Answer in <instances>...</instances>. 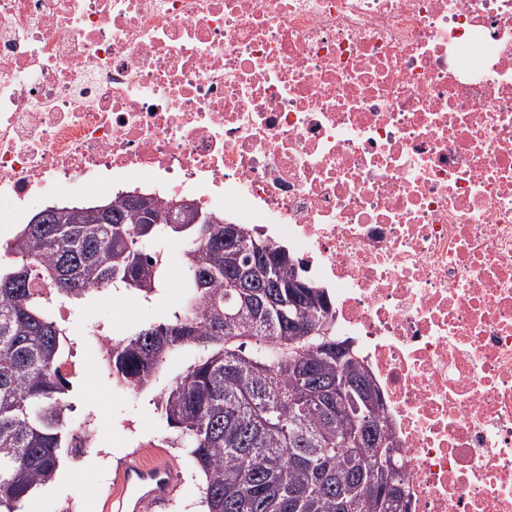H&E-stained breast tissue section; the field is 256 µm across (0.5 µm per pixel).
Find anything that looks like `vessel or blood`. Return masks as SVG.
Segmentation results:
<instances>
[{
    "label": "vessel or blood",
    "mask_w": 512,
    "mask_h": 512,
    "mask_svg": "<svg viewBox=\"0 0 512 512\" xmlns=\"http://www.w3.org/2000/svg\"><path fill=\"white\" fill-rule=\"evenodd\" d=\"M182 483L181 473L164 459L130 455L120 474V492L106 501V512H164Z\"/></svg>",
    "instance_id": "vessel-or-blood-1"
}]
</instances>
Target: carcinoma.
<instances>
[{"label":"carcinoma","mask_w":512,"mask_h":512,"mask_svg":"<svg viewBox=\"0 0 512 512\" xmlns=\"http://www.w3.org/2000/svg\"><path fill=\"white\" fill-rule=\"evenodd\" d=\"M122 194L102 205L111 223H93L96 206H56L61 224H23L0 262V512H25L33 491L51 483L63 453L89 447V429L68 428L66 381L55 372L69 352L68 332L35 296L32 282L78 304L110 288L158 293L163 253L147 244L184 245L180 307L158 325L131 330L108 352L112 377L138 392L175 356L189 364L160 389L157 405L177 442L203 475L207 512H409L384 491L407 485L395 432L379 400L354 420L336 411V317L325 289L301 311L318 332L298 334L280 300L287 288H232L224 271V214L207 224H147ZM238 262L253 261L262 239L241 225ZM279 279L304 281L288 251L270 241ZM348 377L379 391L358 355ZM388 430L377 446L369 428ZM372 481L383 492L368 497Z\"/></svg>","instance_id":"obj_1"}]
</instances>
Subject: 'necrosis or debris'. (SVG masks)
<instances>
[{
	"label": "necrosis or debris",
	"instance_id": "obj_1",
	"mask_svg": "<svg viewBox=\"0 0 512 512\" xmlns=\"http://www.w3.org/2000/svg\"><path fill=\"white\" fill-rule=\"evenodd\" d=\"M154 185L326 289L411 512H512V0H0V226Z\"/></svg>",
	"mask_w": 512,
	"mask_h": 512
}]
</instances>
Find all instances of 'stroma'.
<instances>
[{"mask_svg": "<svg viewBox=\"0 0 512 512\" xmlns=\"http://www.w3.org/2000/svg\"><path fill=\"white\" fill-rule=\"evenodd\" d=\"M184 262L182 250L173 251L167 261V283L154 296L129 291L110 298L97 294L70 306L64 325L76 353L77 371L68 378L67 399L73 410L67 422L75 429L91 424L93 442L84 454L65 457L55 480L34 495L33 512H104L107 496L119 489L122 461L132 452L147 459L165 457L181 471L183 484L167 512H200L202 479L174 445V433L155 405L166 374H158L143 390L131 392L113 381L102 357L89 345L93 329L120 339L135 327L162 320L177 309L185 297L178 284ZM104 448L112 451L106 466L100 463Z\"/></svg>", "mask_w": 512, "mask_h": 512, "instance_id": "1", "label": "stroma"}]
</instances>
